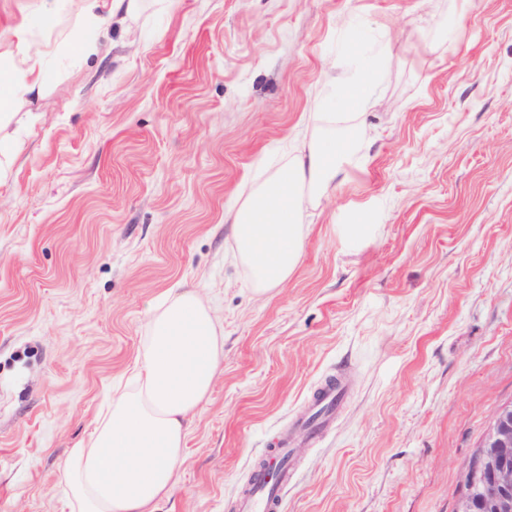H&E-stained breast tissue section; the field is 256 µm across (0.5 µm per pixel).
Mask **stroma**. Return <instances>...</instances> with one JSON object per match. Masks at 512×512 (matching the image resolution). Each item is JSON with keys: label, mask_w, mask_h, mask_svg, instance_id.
<instances>
[{"label": "stroma", "mask_w": 512, "mask_h": 512, "mask_svg": "<svg viewBox=\"0 0 512 512\" xmlns=\"http://www.w3.org/2000/svg\"><path fill=\"white\" fill-rule=\"evenodd\" d=\"M80 6L0 0V51L25 22L45 73L0 131V512H70L67 451L173 288L209 302L224 359L155 512H234L332 377L281 512H454L512 400V0H137L90 60L66 47ZM387 30L353 166L257 294L224 212L327 134L350 51Z\"/></svg>", "instance_id": "1"}]
</instances>
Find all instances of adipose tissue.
Segmentation results:
<instances>
[{"label": "adipose tissue", "instance_id": "adipose-tissue-1", "mask_svg": "<svg viewBox=\"0 0 512 512\" xmlns=\"http://www.w3.org/2000/svg\"><path fill=\"white\" fill-rule=\"evenodd\" d=\"M83 24L67 46L89 58L100 46L86 27L103 17L130 12L132 0H82ZM393 40L371 53L350 54L331 102L340 122L357 120L375 100L386 74ZM33 47L18 32L5 54L0 79V124L16 102L40 92L43 75L30 64ZM351 136L328 134L301 144L286 167L229 210L234 245L254 290L267 294L295 272L307 227L303 199H316L334 185L351 161ZM224 357V331L198 289L170 290L149 318V334L135 362L134 383L116 392L92 432L69 448L64 460L71 512H154L174 484L187 423L208 400Z\"/></svg>", "mask_w": 512, "mask_h": 512}]
</instances>
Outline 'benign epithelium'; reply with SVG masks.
Here are the masks:
<instances>
[{"instance_id":"7a95c632","label":"benign epithelium","mask_w":512,"mask_h":512,"mask_svg":"<svg viewBox=\"0 0 512 512\" xmlns=\"http://www.w3.org/2000/svg\"><path fill=\"white\" fill-rule=\"evenodd\" d=\"M462 475L483 484L481 512H512V401L493 411L479 450L465 462Z\"/></svg>"}]
</instances>
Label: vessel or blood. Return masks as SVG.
I'll list each match as a JSON object with an SVG mask.
<instances>
[{
  "label": "vessel or blood",
  "mask_w": 512,
  "mask_h": 512,
  "mask_svg": "<svg viewBox=\"0 0 512 512\" xmlns=\"http://www.w3.org/2000/svg\"><path fill=\"white\" fill-rule=\"evenodd\" d=\"M344 397L342 382L333 381L323 387L312 402L317 417L299 423L296 436H284L279 447L269 449L263 462L252 468L250 484L237 498V512H278L281 493L293 479L301 447L317 439L333 423Z\"/></svg>",
  "instance_id": "vessel-or-blood-1"
}]
</instances>
